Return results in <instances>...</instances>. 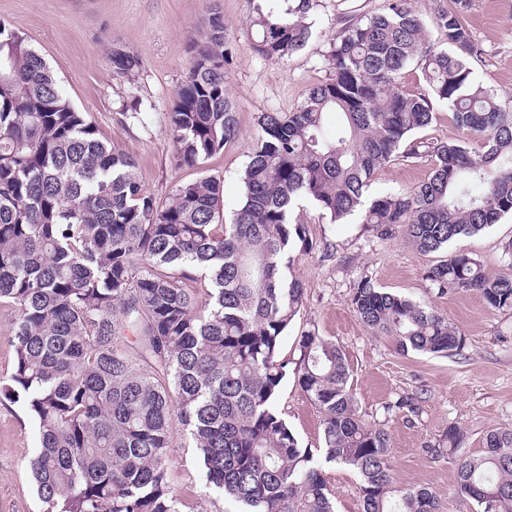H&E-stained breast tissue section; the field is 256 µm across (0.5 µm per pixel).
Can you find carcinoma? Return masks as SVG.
<instances>
[{"label": "carcinoma", "mask_w": 512, "mask_h": 512, "mask_svg": "<svg viewBox=\"0 0 512 512\" xmlns=\"http://www.w3.org/2000/svg\"><path fill=\"white\" fill-rule=\"evenodd\" d=\"M271 2L254 7L251 49L281 62L312 36L311 0H285L283 10ZM467 5L456 0L438 18L446 50L429 41L409 0L346 25L327 52L328 80L294 111L259 116L228 223L215 178L182 183L163 201L148 193L137 160L112 147L28 39L0 23V302L16 311L0 393L23 400L36 425L29 469L42 512H184L165 465L175 415L206 487L245 512H335L322 470L278 407L290 373L322 414L324 461L360 476L363 512H439L432 489L393 486L388 435L358 413L336 343L308 328L295 361L281 347L304 300L286 270L294 252L317 247L293 216L301 199L333 222L358 214L424 254L445 253L428 272L439 293L475 291L489 308L512 310L511 276L449 249L512 215V105L473 78ZM207 27L170 116L179 167H201L237 133L223 16L211 13ZM412 62L430 94L399 87ZM112 67L132 77L140 61L117 49ZM434 99L484 140L482 153L459 139H412L431 124ZM329 111L343 118L334 130L324 124ZM122 115L145 124L139 100ZM406 143L407 155L433 158L427 181L365 202L375 170ZM352 304L403 354L463 346L441 314L368 279ZM461 436L450 426L427 453L443 457ZM455 484L479 512H512V430L489 431L482 454L460 461Z\"/></svg>", "instance_id": "obj_1"}]
</instances>
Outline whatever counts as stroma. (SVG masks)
Here are the masks:
<instances>
[{
	"instance_id": "1",
	"label": "stroma",
	"mask_w": 512,
	"mask_h": 512,
	"mask_svg": "<svg viewBox=\"0 0 512 512\" xmlns=\"http://www.w3.org/2000/svg\"><path fill=\"white\" fill-rule=\"evenodd\" d=\"M387 0H313V36L286 62L253 53L249 22L252 0H0V21L27 37L60 81L77 111L85 113L116 148L133 155L144 187L165 199L185 181L209 174L224 183V215L232 217L243 197L242 172L250 160L264 112H289L309 90L331 75L327 52L351 20L382 12ZM224 18L233 57L225 67L226 89L237 105L238 136L209 158L202 169L177 167L170 113L191 61V47L203 40L210 11ZM464 19L478 45L469 64L477 82L502 102H512V0H470ZM137 56L135 77L114 73L113 49ZM141 99L146 125L128 123L123 104ZM430 159L402 156L379 167L367 197L409 191L426 181ZM318 247L294 253L290 267L305 291L304 305L283 339L282 355H296V338L312 326L344 351L351 368L357 407L389 436V466L398 487L427 486L440 498V512H477L455 490L460 459L480 455L490 430L512 429V310H492L475 292L439 294L426 277L437 257L418 251L402 235L380 236L351 218L331 223L309 201L299 210ZM512 216L484 232L455 241L484 268L512 274ZM364 278L406 295L443 314L463 338L449 357L401 355L391 339L375 335L351 303ZM411 397L412 415L385 412L386 404ZM279 407L302 447L320 454L322 416L293 379L281 387ZM464 440L455 453L434 459L436 444L449 426ZM173 448L166 462L174 492L188 512H239L240 507L207 489L196 451L181 422L173 424ZM37 448L36 426L22 402L0 401V512H40L28 463ZM336 512H363L360 480L349 468L324 465Z\"/></svg>"
}]
</instances>
